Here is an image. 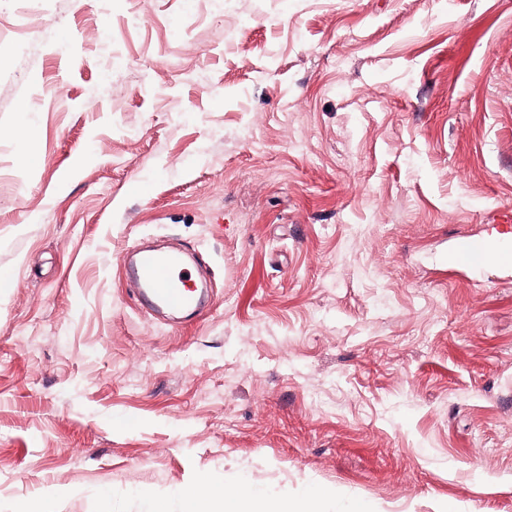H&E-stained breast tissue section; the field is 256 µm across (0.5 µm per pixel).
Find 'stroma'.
Masks as SVG:
<instances>
[{
  "instance_id": "35a3bbf8",
  "label": "stroma",
  "mask_w": 512,
  "mask_h": 512,
  "mask_svg": "<svg viewBox=\"0 0 512 512\" xmlns=\"http://www.w3.org/2000/svg\"><path fill=\"white\" fill-rule=\"evenodd\" d=\"M504 212L512 0H0V512H512ZM451 260L455 265L474 271L489 267L512 268V246L494 247L489 240L462 235L457 238ZM128 274L140 286L138 300L150 308L179 312L201 305L202 295L179 253L139 247L131 254ZM185 512H315L312 502H288L271 504L257 496L248 484H242L232 493H224V498L217 497L207 479H201L185 497Z\"/></svg>"
}]
</instances>
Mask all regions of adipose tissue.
<instances>
[{
  "label": "adipose tissue",
  "instance_id": "adipose-tissue-1",
  "mask_svg": "<svg viewBox=\"0 0 512 512\" xmlns=\"http://www.w3.org/2000/svg\"><path fill=\"white\" fill-rule=\"evenodd\" d=\"M184 512H315L312 503H268L244 484L231 494L217 497L208 480L198 481L185 497Z\"/></svg>",
  "mask_w": 512,
  "mask_h": 512
}]
</instances>
